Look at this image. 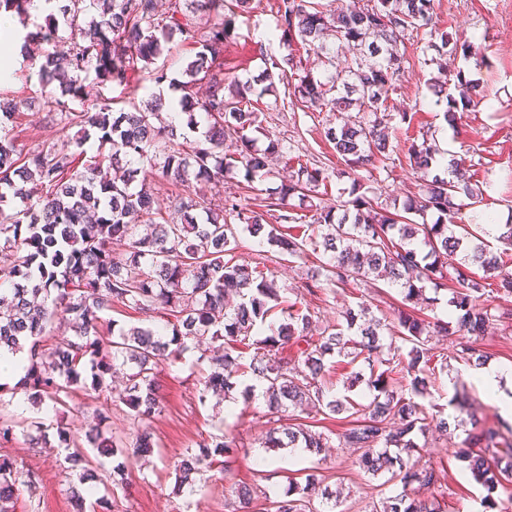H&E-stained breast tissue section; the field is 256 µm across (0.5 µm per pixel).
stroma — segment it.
<instances>
[{
  "label": "stroma",
  "instance_id": "stroma-1",
  "mask_svg": "<svg viewBox=\"0 0 512 512\" xmlns=\"http://www.w3.org/2000/svg\"><path fill=\"white\" fill-rule=\"evenodd\" d=\"M281 3L282 0H254L250 14L235 18V36L224 45L225 70L250 78L262 73L267 56L288 54L287 44L271 35ZM44 23V16L29 17L21 40H0V57L14 60L9 77L0 82V89L24 103L14 129L18 148L71 150L79 137L77 126L57 132L45 127L44 86L38 76L41 47L31 38ZM432 27L440 32L477 37L482 63L458 56L449 60L448 65L463 69L470 79L479 80L481 103L465 112L462 119L446 122L443 114L447 106L437 103L430 88L432 78L438 75L437 64L424 62L417 52L407 50V69L390 94V102L397 111L388 123L394 151L389 160L359 169L357 175H349L346 164L336 156L325 136L328 128H341L346 115L297 101L284 79L276 82L274 92L259 100L255 106V149L261 152L269 142H278L282 155L287 152L311 164H325L329 175L325 194L309 201L290 198V214L310 216L316 206L348 199L351 184L356 180L362 185V193L379 206L390 209L403 204L407 196L418 192L423 181L422 170L410 165L407 149L410 144L427 139L435 141L441 151L467 155L475 180L482 182L485 190L486 214L501 224L512 219V0H434ZM154 90L147 75L139 72L130 74L127 84L122 86L100 84L93 79L84 83L87 103L110 98L120 108L144 106ZM403 112L408 113L409 122L400 121ZM282 155L270 159L268 175L253 181H246L241 168L225 175L219 187L221 198L244 197L249 209L262 211L267 199L295 172L293 166L285 164ZM234 257L240 263L260 265L266 275L274 277L282 297H300L303 307L315 312L322 327L340 321L346 308L362 302L368 305L372 316L392 317L402 299L399 287L382 282L359 280L340 285L327 280L317 272L324 260L322 254L292 258L259 242L244 228L239 231ZM311 271L317 272L318 277L309 290L305 284ZM430 344L448 355V366L431 389L432 395L446 402V414L455 416L456 409L450 401L460 395L467 409L478 418L487 423L497 421L502 407L472 381L458 378L462 362L456 355L454 338L434 336ZM198 355L194 349L185 353L178 369L159 368L162 409L144 423L155 450L147 464L135 466L127 473L124 482L109 484L105 495L111 512H232L235 486L258 488L270 500H280L295 471L313 465L320 466L330 490L339 492L343 512H364L371 503L392 494V484L382 483L380 478L348 475L345 449L333 445L293 461L289 450L265 447L272 424L262 397L247 401L236 396V410L230 415L224 407L200 403L199 391L208 366L198 363ZM75 401L80 406L76 412H55L47 402L29 407L20 414L13 439L0 441V460H10L17 467L33 470L37 476L36 491L20 490L16 512H74V480L58 446L34 445L37 422L52 421L81 433L98 425L104 436L134 438L136 428L120 397L107 402L81 391ZM102 410L107 411L108 418L96 422L95 414ZM221 433L235 442V451L228 458L230 472L223 486H216L211 475L206 474L197 477L192 490L174 492V460L186 450L197 449L204 438ZM424 443L425 459L444 467L448 473V512H480L484 491L471 480L462 462L456 460L452 445L431 436ZM261 458L266 461L262 467L257 464Z\"/></svg>",
  "mask_w": 512,
  "mask_h": 512
}]
</instances>
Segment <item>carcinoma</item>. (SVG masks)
Segmentation results:
<instances>
[{"label": "carcinoma", "mask_w": 512, "mask_h": 512, "mask_svg": "<svg viewBox=\"0 0 512 512\" xmlns=\"http://www.w3.org/2000/svg\"><path fill=\"white\" fill-rule=\"evenodd\" d=\"M276 28L288 43H300L322 55L332 67L319 75L305 70L293 53L271 56L258 79L242 80L224 74V42L235 31L232 18L224 15V0H176L168 19L158 18V0H68L60 12L70 30V48L63 54L46 52L39 65L41 81L50 87L44 97L47 125L81 127L76 152L19 149L7 127L23 101L0 99V247L15 253L12 264L0 267V350L27 349L28 366L23 390L34 402L49 400L53 410L79 411L75 392L84 387L90 373L91 390L99 397L112 392L116 362L131 364L125 373L124 401L137 423L150 418L160 406L157 370L181 362L188 343L218 344L219 357L202 350L198 360L208 361L210 372L202 382L199 399L220 404L236 387L234 379L259 381L269 413L285 420L291 409L307 413L341 415L347 427L339 445L348 449L345 460L352 474L376 478L390 474L393 495L372 512H444L437 499L412 496L419 487L440 491L445 470L422 461L424 448L418 436H436L452 441L455 430L444 417V408L422 400L436 381L438 365L447 354H436L428 345L430 336L455 337L460 358L478 364L484 355L472 341L485 335L488 326L512 317L498 311L493 300L512 295V272L480 234L469 229L463 210L475 214L485 202V191L470 179L435 175L423 185L419 196L409 200L402 212L378 207L358 193L342 204L337 216L322 207L301 234L282 233L278 225L296 221L282 213L288 199L318 192L326 176L316 166L299 165L295 179L282 185L278 197L258 213L231 202L229 213L246 229L290 257L306 255L307 247H322L327 272L336 282L385 280L403 288L404 302L422 300L426 284L440 286L444 271H454L455 285L448 305L453 316L426 321L399 309L391 322L367 317L366 306L349 307L344 321L321 328L309 310L297 302L281 300L279 288L257 266L239 264L230 258L238 242V225L224 219V208L207 194L205 186L223 181L224 172L238 166L245 176L269 174L268 156L279 153L270 142L267 152L252 150L247 131L254 128L253 98H262L274 88V71L296 75L293 95L310 106L343 114L356 112L340 132L329 128L326 138L351 170L372 163L388 153L391 144L383 113L389 110V92L404 72V54L397 49L407 32L432 23L434 0H374V5L325 10L313 0H282ZM195 50V59L185 69L179 100L186 126L197 127L199 110L207 129L184 149L171 142L181 137L182 126L174 122L155 124L164 98L154 96V111L115 112L111 103L100 101L92 108L70 111L68 102L82 98L83 81L95 74L99 82L127 83L128 73L144 71L160 87L171 81L157 60L173 40ZM350 46L355 54L344 66L336 63L338 50ZM438 56L478 59L473 40L448 32L430 35L422 52ZM206 86L202 99L194 96L196 85ZM453 86L459 97L450 104L466 109L473 103L478 83L461 70H446L437 80L438 92ZM95 130L97 147L88 153L84 145ZM230 133L238 148L224 151ZM408 159L419 169L445 163L437 144L411 143ZM199 187H191L192 183ZM20 205H14V201ZM174 210L180 221L165 218ZM437 215L432 224L418 223L427 213ZM151 232L140 235L137 224ZM423 235L425 254L414 246ZM400 242H395L394 237ZM122 248L114 252L113 246ZM462 256V261L455 257ZM149 269H144L143 264ZM480 266L494 282L470 275L467 266ZM138 312L163 310L172 317L171 333L150 327L120 328L113 339H103L99 328L104 315L114 307ZM286 321L277 333L266 335V321L275 309ZM71 316L73 336L54 339L50 325L59 315ZM387 330L383 343L380 331ZM409 343L408 351L403 345ZM297 348L288 361L283 351ZM387 348L381 359L377 350ZM346 359V364L364 363L367 384L376 391L369 403L347 395L361 381L351 376L346 393L327 386L335 365L328 358ZM0 440L9 441L19 421L1 410ZM471 425L465 447L454 451L466 463L472 481L486 491L482 512H507L497 490L512 501V422L488 426L473 414L456 427ZM56 430L67 451L66 459L80 469L78 481L88 485L74 492L76 512H107L109 502L97 496L95 483L102 481L101 462L84 450L80 436L61 427L39 423L40 443ZM85 438L112 457V471L121 474L151 452V436L137 431L135 441L100 439L87 432ZM235 447L233 440L212 436L174 466L175 487H193L195 475L212 470L224 472V457ZM267 448H304L318 453L329 447L328 438L303 428L270 431ZM322 475L311 470L304 483L292 484L288 498L271 502L274 512H335L336 496L321 488ZM35 488L30 470L0 463V512H15L20 487ZM321 495V507L314 504ZM235 512H254L256 491L237 490Z\"/></svg>", "instance_id": "1"}]
</instances>
